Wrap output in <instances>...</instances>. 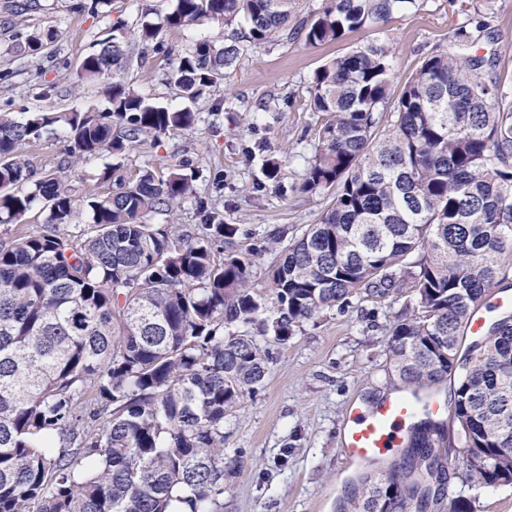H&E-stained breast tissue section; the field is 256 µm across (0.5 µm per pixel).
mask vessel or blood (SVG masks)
<instances>
[{"mask_svg": "<svg viewBox=\"0 0 512 512\" xmlns=\"http://www.w3.org/2000/svg\"><path fill=\"white\" fill-rule=\"evenodd\" d=\"M438 416L444 402L431 392L395 393L371 407L351 403L345 413L340 446L349 464L365 467L402 447L410 426L422 412Z\"/></svg>", "mask_w": 512, "mask_h": 512, "instance_id": "1", "label": "vessel or blood"}]
</instances>
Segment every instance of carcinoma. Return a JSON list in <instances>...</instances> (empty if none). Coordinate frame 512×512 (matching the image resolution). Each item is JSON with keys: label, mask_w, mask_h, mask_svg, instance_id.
Wrapping results in <instances>:
<instances>
[{"label": "carcinoma", "mask_w": 512, "mask_h": 512, "mask_svg": "<svg viewBox=\"0 0 512 512\" xmlns=\"http://www.w3.org/2000/svg\"><path fill=\"white\" fill-rule=\"evenodd\" d=\"M299 0H174L135 37L99 42L77 76L104 83V112L0 113V223L42 224L0 245V512H222L224 418L262 387L257 336L284 344L322 311L412 279L415 303L388 342L396 389L442 391L449 376L462 486L512 485V320L459 354L473 310L512 271V99L493 59L476 53L487 24L460 26L392 92L393 52L370 42L326 61L311 82L318 143L292 190L328 207L269 270L273 306L249 286L239 228L216 211L185 232L156 224L193 193L181 169L131 178L107 165L112 191L82 200L59 176L34 178L18 149L57 128L67 157L119 159L145 135L192 128L188 107L148 103L116 72L164 28L202 20L247 32L201 40L172 61L189 103L220 90L242 52L295 31L312 46L417 0H329L297 19ZM91 221L67 233L80 208ZM397 459L363 473L370 512H413L429 449L447 427L427 417ZM448 512H473L449 492Z\"/></svg>", "instance_id": "1"}]
</instances>
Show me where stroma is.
I'll use <instances>...</instances> for the list:
<instances>
[{"label":"stroma","instance_id":"obj_1","mask_svg":"<svg viewBox=\"0 0 512 512\" xmlns=\"http://www.w3.org/2000/svg\"><path fill=\"white\" fill-rule=\"evenodd\" d=\"M73 0H39L38 10L0 26V112L24 117L45 110L101 111L102 87L81 84L77 71L85 56L114 30L134 35L142 0H109L98 17L72 13ZM488 35L480 54L497 55L499 71L512 82V0L482 7ZM468 17L461 0H418L387 26L347 33L337 42L306 45L303 38L249 47L241 54L220 92L192 106L191 129L147 138L122 158L121 172L135 175L151 167L157 175L175 168L194 176L195 196L165 221L174 230L199 223L198 204L239 228V247L252 261L250 285L265 299L273 292L268 271L283 246L315 223L325 199L291 192L302 180L305 157L317 143L319 119L306 101L316 70L327 60L371 41L393 47V85L401 87L419 61L445 47ZM244 21L227 28L201 21L160 35L146 61L132 59L120 71L148 102L182 106L166 82L176 55L196 42H223L243 32ZM56 32L54 43L37 55L18 53L28 35ZM63 131L45 134L21 148L37 175L57 171L65 154ZM280 165L278 181L262 173L264 159ZM109 154L72 165L62 178L73 194H103L99 175ZM413 306L410 287L387 297L358 295L345 307L321 312L304 322L286 344H266L269 370L262 388L246 396L224 419L223 512H336L350 495L353 469L341 455L339 436L350 401L368 404L390 392L388 341L397 315Z\"/></svg>","mask_w":512,"mask_h":512}]
</instances>
